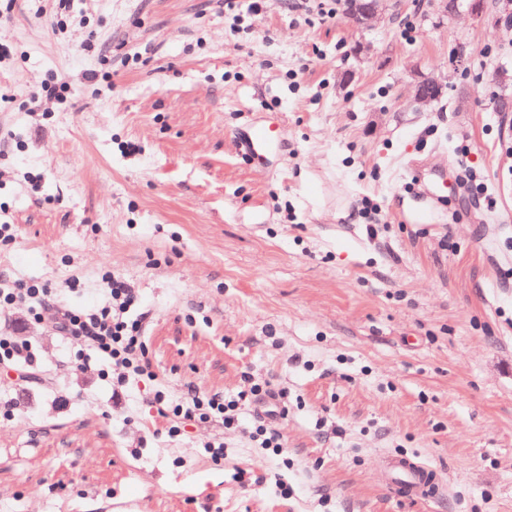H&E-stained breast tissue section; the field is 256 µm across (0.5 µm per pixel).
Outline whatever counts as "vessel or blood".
Masks as SVG:
<instances>
[{
	"label": "vessel or blood",
	"instance_id": "b4317fda",
	"mask_svg": "<svg viewBox=\"0 0 512 512\" xmlns=\"http://www.w3.org/2000/svg\"><path fill=\"white\" fill-rule=\"evenodd\" d=\"M273 138L270 125L251 126L241 146L249 160L256 161ZM383 486L391 494L411 502L436 499L445 495L446 484L427 464L414 457L387 454L380 458Z\"/></svg>",
	"mask_w": 512,
	"mask_h": 512
}]
</instances>
